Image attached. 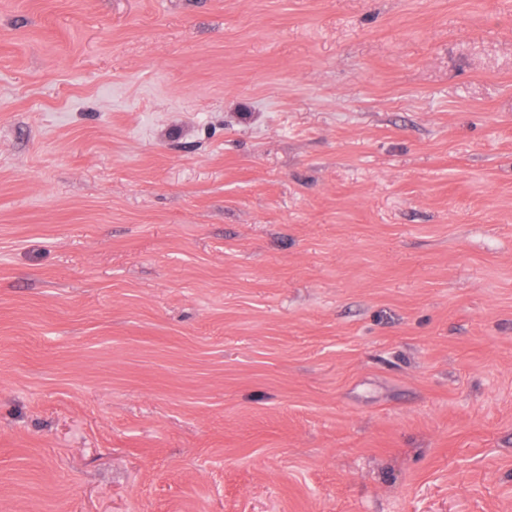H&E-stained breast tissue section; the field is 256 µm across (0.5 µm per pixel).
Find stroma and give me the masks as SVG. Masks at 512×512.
<instances>
[{"mask_svg":"<svg viewBox=\"0 0 512 512\" xmlns=\"http://www.w3.org/2000/svg\"><path fill=\"white\" fill-rule=\"evenodd\" d=\"M0 512H512V0H0Z\"/></svg>","mask_w":512,"mask_h":512,"instance_id":"1","label":"stroma"}]
</instances>
